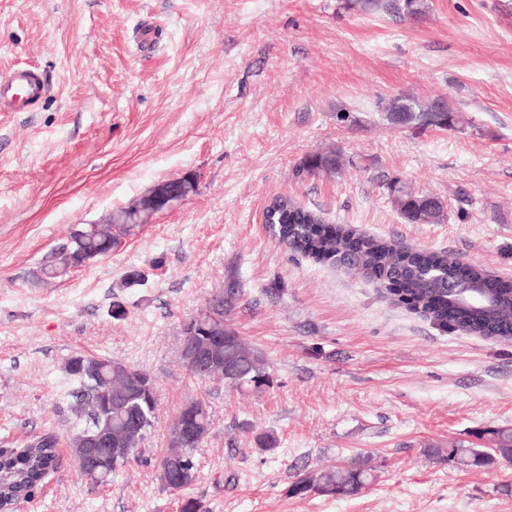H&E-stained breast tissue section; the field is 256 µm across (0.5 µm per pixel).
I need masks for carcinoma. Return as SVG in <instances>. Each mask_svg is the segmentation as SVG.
Wrapping results in <instances>:
<instances>
[{
  "mask_svg": "<svg viewBox=\"0 0 512 512\" xmlns=\"http://www.w3.org/2000/svg\"><path fill=\"white\" fill-rule=\"evenodd\" d=\"M348 9L388 11L396 8L391 0H347ZM445 109L437 112L433 103L419 101L409 95L393 96L381 101L380 109L386 120L402 128L451 129L458 123L457 109L444 102ZM343 165L337 149L318 152L297 170V175H333ZM391 201L405 221L415 224H440L446 219L447 206L439 197L419 191L394 178L386 183ZM264 221L272 233L294 254L319 262L343 267L362 274L384 288L394 301L421 314L439 326L448 325V311L454 312L457 329L490 339L498 338L512 327V288H497L491 302L460 304L455 296L473 281H484L489 274L482 268L450 260L442 252L411 250L380 237L357 234L349 228L327 223L322 213L309 209L286 196L276 197L265 209ZM81 237L70 236L69 246L60 253L56 263L46 270L51 277H60L78 267L77 260L85 250H97L105 257L119 244L112 226L84 227ZM235 293L228 291L220 301L219 318H207L201 330L224 337L218 353L224 364H233L235 371L210 376L213 381L240 388H261L268 379L264 356L247 345L242 337L224 325V308L231 306ZM64 371L70 387L69 396L76 400V433L71 439L72 453L78 471L92 487L110 483L123 468L138 460L142 443L152 429L157 407L155 392L141 388L139 377L152 381L146 371L128 366L107 356L73 355L67 359ZM108 425L120 432L121 447L131 449L128 458L112 460L107 475L93 474L89 461L79 456L82 436ZM493 455L487 456L476 448H450L448 460L484 464L497 458L512 463V429L487 430ZM201 441H170L169 452L182 456L189 470L187 481L172 484L159 474L162 484L172 492H184L197 479L196 449ZM59 465L58 440L46 433L20 448H0V501L16 507L31 500L43 486L48 474ZM370 473L366 464L354 460L334 469L307 474L288 488L292 496L318 492L332 497H349L367 486Z\"/></svg>",
  "mask_w": 512,
  "mask_h": 512,
  "instance_id": "cac0c4a2",
  "label": "carcinoma"
}]
</instances>
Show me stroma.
Here are the masks:
<instances>
[{"label": "stroma", "instance_id": "stroma-1", "mask_svg": "<svg viewBox=\"0 0 512 512\" xmlns=\"http://www.w3.org/2000/svg\"><path fill=\"white\" fill-rule=\"evenodd\" d=\"M345 2L0 0V72L49 81L31 111L0 112V438L60 440L57 470L18 512H180L185 495L205 512H512V464L448 459L512 428V342L440 328L370 279L292 254L263 220L284 194L512 281V0H426L416 21ZM400 94L447 97L460 122L391 126L377 102ZM330 148L342 172L297 177ZM186 173L191 196L111 256L44 275L71 232ZM392 178L442 198L447 220L403 221ZM229 287L225 324L269 365L259 391L178 362L182 322ZM74 354L143 369L156 389L140 461L98 489L71 455ZM192 400L210 427L180 495L157 462ZM355 457L371 467L360 494L289 496Z\"/></svg>", "mask_w": 512, "mask_h": 512}]
</instances>
